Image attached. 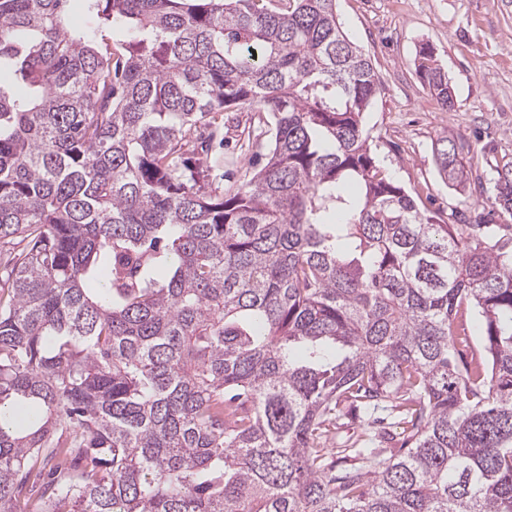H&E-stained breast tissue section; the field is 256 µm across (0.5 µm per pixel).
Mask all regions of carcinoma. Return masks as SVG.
Instances as JSON below:
<instances>
[{
  "label": "carcinoma",
  "mask_w": 512,
  "mask_h": 512,
  "mask_svg": "<svg viewBox=\"0 0 512 512\" xmlns=\"http://www.w3.org/2000/svg\"><path fill=\"white\" fill-rule=\"evenodd\" d=\"M378 87L336 0H0V512H512V245L381 175ZM228 116L237 117L242 128L245 123L248 125L251 117H255L254 126L256 129L252 144H250L249 148L246 147L241 149L240 143L235 140L233 134H230L229 138L224 141V146L220 149L224 156V166L219 172H217L224 175V177H222L223 180L220 181L224 186L240 183L243 180L246 169L248 168L249 161L251 160L255 162L258 158H264V155L268 153L271 145L270 133L266 132L268 128L263 126V124L258 127L257 112H224V121Z\"/></svg>",
  "instance_id": "1"
}]
</instances>
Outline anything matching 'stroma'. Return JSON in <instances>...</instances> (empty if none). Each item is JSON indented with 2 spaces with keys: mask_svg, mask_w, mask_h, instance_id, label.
<instances>
[{
  "mask_svg": "<svg viewBox=\"0 0 512 512\" xmlns=\"http://www.w3.org/2000/svg\"><path fill=\"white\" fill-rule=\"evenodd\" d=\"M346 34L380 79L364 126L377 165L418 204L453 224L490 215L512 237V215L493 209L496 165L512 160V0H336ZM431 45L455 99L443 111L415 72L416 53ZM464 147L471 188L444 184L434 148L443 135ZM271 138L257 127L249 147L227 138L223 185L240 183Z\"/></svg>",
  "mask_w": 512,
  "mask_h": 512,
  "instance_id": "stroma-1",
  "label": "stroma"
}]
</instances>
